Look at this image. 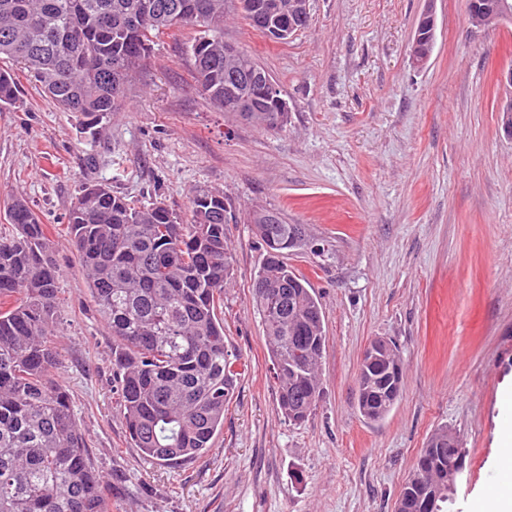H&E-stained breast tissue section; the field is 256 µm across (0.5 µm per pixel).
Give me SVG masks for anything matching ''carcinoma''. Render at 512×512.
Masks as SVG:
<instances>
[{"label":"carcinoma","instance_id":"cac0c4a2","mask_svg":"<svg viewBox=\"0 0 512 512\" xmlns=\"http://www.w3.org/2000/svg\"><path fill=\"white\" fill-rule=\"evenodd\" d=\"M285 0H244L249 25L277 32L308 21L288 16ZM226 0H0V105L19 101L14 68L27 70L50 105L88 119L93 136L123 103L130 72L152 38L185 26L204 29L190 46L199 88L224 106L229 95L254 101L246 122L269 130L288 123L281 91L252 81L264 68L224 42ZM224 193L196 191L190 223L162 202L136 206L105 184L82 190L71 208L70 245L112 336V360L132 447L157 464L200 456L224 427L237 379L216 311L231 279L224 243ZM15 233L0 236V512H109L106 481L90 464L66 386L56 378L53 327L58 270L43 224L27 202L8 203ZM266 257L253 301L274 361L279 407L305 420L321 393L317 367L325 343L323 312L284 255L303 241L299 224L271 211L250 217ZM403 369L395 351L366 356L357 411L385 418L402 385L374 386L373 370ZM414 478L432 482L466 457L448 427L436 429Z\"/></svg>","mask_w":512,"mask_h":512}]
</instances>
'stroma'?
<instances>
[{"mask_svg": "<svg viewBox=\"0 0 512 512\" xmlns=\"http://www.w3.org/2000/svg\"><path fill=\"white\" fill-rule=\"evenodd\" d=\"M433 8L428 60L412 46ZM307 28L275 42L242 13L225 42L252 55L288 103L264 131L224 111L194 80L199 28L166 31L89 138L85 118L50 105L18 74L22 103L0 107V231L23 198L59 268L56 372L69 390L112 512H395L417 456L448 426L467 451L451 512H481L500 465L502 389L512 383V23L473 29L466 0H309ZM108 184L139 206L190 217L196 190L223 192L233 275L218 315L245 370L224 428L196 460L159 465L131 448L114 389L112 337L69 244L82 187ZM302 225L285 261L324 315L322 394L304 422L278 407L252 284L266 251L248 217ZM377 339L395 346L402 393L386 418L356 409L357 371Z\"/></svg>", "mask_w": 512, "mask_h": 512, "instance_id": "35a3bbf8", "label": "stroma"}]
</instances>
